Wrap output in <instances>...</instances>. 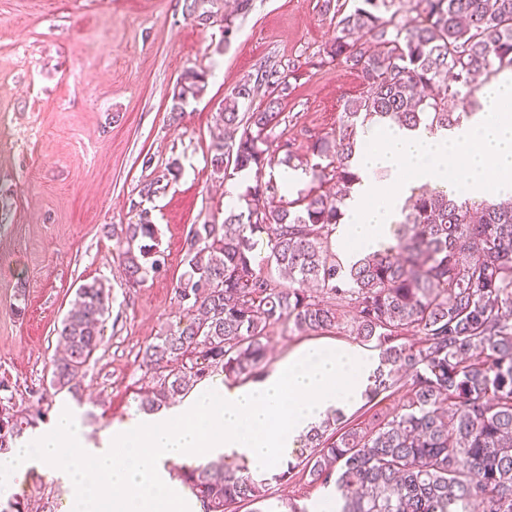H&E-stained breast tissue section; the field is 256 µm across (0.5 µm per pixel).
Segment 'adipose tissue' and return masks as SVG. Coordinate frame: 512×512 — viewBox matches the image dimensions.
<instances>
[{
  "label": "adipose tissue",
  "instance_id": "adipose-tissue-1",
  "mask_svg": "<svg viewBox=\"0 0 512 512\" xmlns=\"http://www.w3.org/2000/svg\"><path fill=\"white\" fill-rule=\"evenodd\" d=\"M371 370L354 346L304 345L262 379L202 389L174 412L113 426L97 445L60 413L0 457V500L33 468L69 488L67 512H200L171 464L236 456L266 472L327 413L355 402Z\"/></svg>",
  "mask_w": 512,
  "mask_h": 512
}]
</instances>
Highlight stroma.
Returning a JSON list of instances; mask_svg holds the SVG:
<instances>
[{
	"label": "stroma",
	"mask_w": 512,
	"mask_h": 512,
	"mask_svg": "<svg viewBox=\"0 0 512 512\" xmlns=\"http://www.w3.org/2000/svg\"><path fill=\"white\" fill-rule=\"evenodd\" d=\"M183 0H0V379L10 385L14 414L29 418L24 436L73 412L88 440L140 416L137 398L152 379L141 354L178 315L173 284L183 272L192 225L223 219L226 184L210 166L215 114L224 95L261 64L295 68L282 105L281 136L268 151L280 179L282 159L311 160L310 144L336 129L342 105L365 84L360 74L324 64L335 34L323 0H251L221 21L233 0H199L215 15L199 25ZM209 74L202 97L172 121L171 95L188 69ZM179 159L182 175L150 205L165 273L131 287L113 227L136 223L130 202L140 183ZM111 291L102 342L74 382L50 394L57 330L80 284ZM266 371L310 343L355 344L349 328L299 334L268 331ZM267 503L319 512L327 486L298 475L266 472ZM69 490L28 474L15 497L29 512H64Z\"/></svg>",
	"instance_id": "obj_1"
}]
</instances>
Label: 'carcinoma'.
<instances>
[{
    "label": "carcinoma",
    "mask_w": 512,
    "mask_h": 512,
    "mask_svg": "<svg viewBox=\"0 0 512 512\" xmlns=\"http://www.w3.org/2000/svg\"><path fill=\"white\" fill-rule=\"evenodd\" d=\"M395 0H324L336 36L321 63L362 74L366 91L344 102L330 136L311 145L313 186L284 199L289 188L262 172L274 164L265 146L275 137L290 73L262 67L221 100L211 145L213 173L254 174L224 221L191 227L185 271L174 285L179 317L149 345L142 365L154 385L139 406L158 411L220 368L251 377L267 361V329L286 321L300 333L323 332L346 320L379 351L366 395L402 390V405L361 427L339 412L305 435L300 464L311 482L334 483L337 512H512V203L459 198L444 191L411 195L396 245L345 263L335 250L346 200L358 180L352 159L358 130L396 122L431 131L461 126L471 113L449 105L512 69V0H420L404 25L384 14ZM207 73L189 69L172 92L171 119L201 97ZM266 88L264 105L249 111ZM182 174L172 160L141 184L151 199ZM120 230L127 282L163 271L158 228L150 211ZM267 235V261L278 277L256 267L254 237ZM111 303L94 280L76 291L58 330L64 353L52 360L60 391L97 350ZM419 341H404L407 336ZM32 423L33 419L25 421ZM0 404V454L25 423ZM206 512H237L266 501L245 468L208 463L180 473Z\"/></svg>",
    "instance_id": "cac0c4a2"
}]
</instances>
